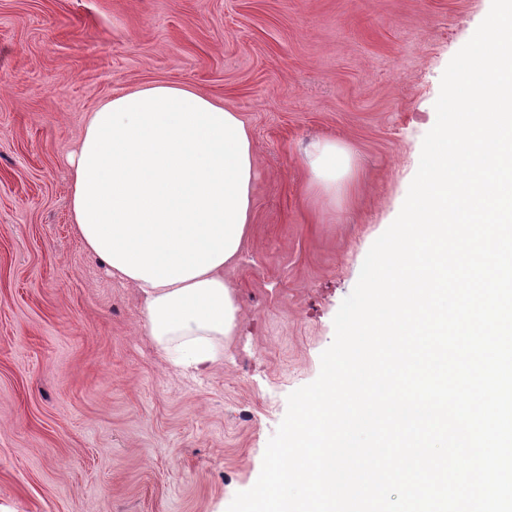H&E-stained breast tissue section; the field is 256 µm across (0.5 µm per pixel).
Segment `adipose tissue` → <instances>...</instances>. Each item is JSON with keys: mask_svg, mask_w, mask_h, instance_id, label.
<instances>
[{"mask_svg": "<svg viewBox=\"0 0 512 512\" xmlns=\"http://www.w3.org/2000/svg\"><path fill=\"white\" fill-rule=\"evenodd\" d=\"M303 164L329 200L353 167L333 138L315 142ZM70 167L75 229L137 291L158 349L197 370L223 359L240 321L224 267L248 236L256 174L239 113L174 83L117 93L90 112Z\"/></svg>", "mask_w": 512, "mask_h": 512, "instance_id": "obj_1", "label": "adipose tissue"}]
</instances>
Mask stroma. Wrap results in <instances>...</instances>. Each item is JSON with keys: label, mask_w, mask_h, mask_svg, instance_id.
Segmentation results:
<instances>
[{"label": "stroma", "mask_w": 512, "mask_h": 512, "mask_svg": "<svg viewBox=\"0 0 512 512\" xmlns=\"http://www.w3.org/2000/svg\"><path fill=\"white\" fill-rule=\"evenodd\" d=\"M487 0H0V512H227L287 397L397 217L442 74ZM182 84L237 112L258 156L224 280L241 322L202 373L170 366L137 292L70 216L89 112ZM341 140L335 202L302 157Z\"/></svg>", "instance_id": "obj_1"}]
</instances>
